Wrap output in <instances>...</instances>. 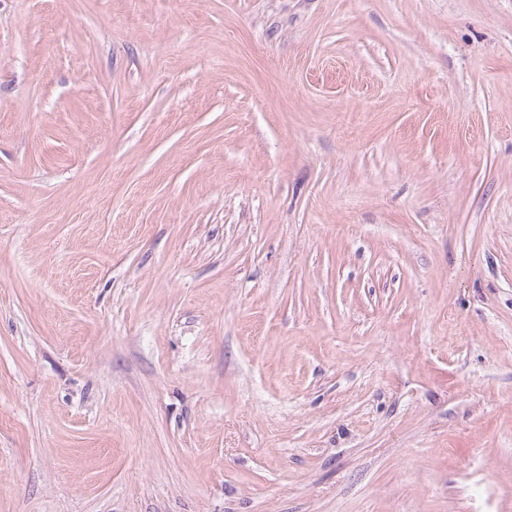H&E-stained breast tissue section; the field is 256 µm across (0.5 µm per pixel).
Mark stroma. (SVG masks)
Returning a JSON list of instances; mask_svg holds the SVG:
<instances>
[{
	"label": "stroma",
	"mask_w": 512,
	"mask_h": 512,
	"mask_svg": "<svg viewBox=\"0 0 512 512\" xmlns=\"http://www.w3.org/2000/svg\"><path fill=\"white\" fill-rule=\"evenodd\" d=\"M0 512H512V0H0Z\"/></svg>",
	"instance_id": "1"
}]
</instances>
